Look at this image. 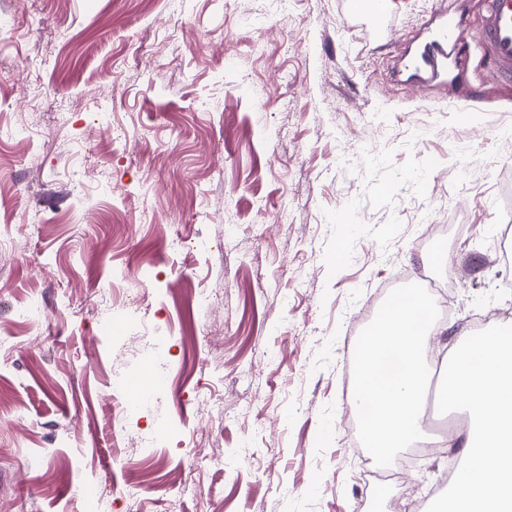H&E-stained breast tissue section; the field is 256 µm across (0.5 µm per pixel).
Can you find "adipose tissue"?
Wrapping results in <instances>:
<instances>
[{
    "label": "adipose tissue",
    "mask_w": 512,
    "mask_h": 512,
    "mask_svg": "<svg viewBox=\"0 0 512 512\" xmlns=\"http://www.w3.org/2000/svg\"><path fill=\"white\" fill-rule=\"evenodd\" d=\"M444 398L463 400L479 425L461 442L470 459L448 512H512V330L461 337L447 351Z\"/></svg>",
    "instance_id": "adipose-tissue-1"
}]
</instances>
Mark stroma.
<instances>
[{"label":"stroma","mask_w":512,"mask_h":512,"mask_svg":"<svg viewBox=\"0 0 512 512\" xmlns=\"http://www.w3.org/2000/svg\"><path fill=\"white\" fill-rule=\"evenodd\" d=\"M353 4L0 0V512H125L132 484L144 512L448 497L453 448L363 485L351 349L403 272L468 266L438 347L512 319V257H485L512 243V87L476 48L466 101L401 66L436 8L472 24L477 0ZM162 224L209 245L171 251ZM116 268L151 275L129 290ZM160 360L172 382L114 437L126 382Z\"/></svg>","instance_id":"obj_1"}]
</instances>
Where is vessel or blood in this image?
<instances>
[{
	"mask_svg": "<svg viewBox=\"0 0 512 512\" xmlns=\"http://www.w3.org/2000/svg\"><path fill=\"white\" fill-rule=\"evenodd\" d=\"M479 4V21L471 28L454 15L439 13L438 34L414 62L427 79H442L449 68L461 66L465 46L473 44L486 58L491 80L512 82V0H479Z\"/></svg>",
	"mask_w": 512,
	"mask_h": 512,
	"instance_id": "1",
	"label": "vessel or blood"
}]
</instances>
